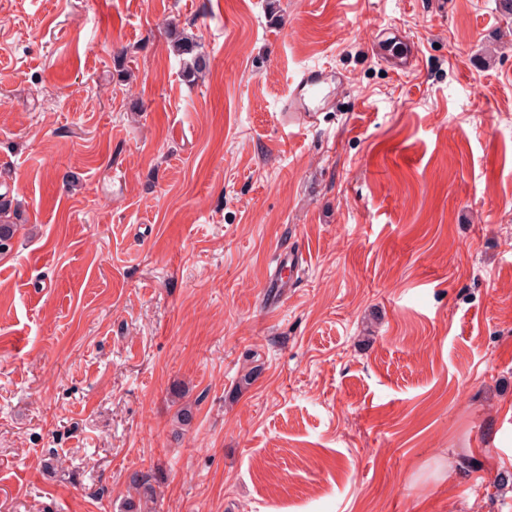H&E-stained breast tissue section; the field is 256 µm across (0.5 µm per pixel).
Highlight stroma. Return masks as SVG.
<instances>
[{"label": "stroma", "instance_id": "obj_1", "mask_svg": "<svg viewBox=\"0 0 512 512\" xmlns=\"http://www.w3.org/2000/svg\"><path fill=\"white\" fill-rule=\"evenodd\" d=\"M0 97V512H512L500 0H0ZM369 41L372 53L396 72H408L414 69L419 61L418 52L403 35L385 30L374 31ZM174 50L183 60V75L189 82L194 81L198 73L207 67L206 58L199 51V44L194 39L178 35L173 44ZM186 56V58H184ZM332 75L322 68L305 69L295 82L288 101L281 112L289 126L303 127L313 123L316 112H325L335 103V91L331 88ZM0 257L7 256L13 249V240L22 227L18 224V215L12 210V203L0 195ZM130 484L136 490L138 499L135 501L133 498L128 499L124 503L125 512H152L150 504L154 501V490L148 484V481L143 476L139 477L137 473L133 474L130 479Z\"/></svg>", "mask_w": 512, "mask_h": 512}]
</instances>
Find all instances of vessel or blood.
I'll list each match as a JSON object with an SVG mask.
<instances>
[{
  "mask_svg": "<svg viewBox=\"0 0 512 512\" xmlns=\"http://www.w3.org/2000/svg\"><path fill=\"white\" fill-rule=\"evenodd\" d=\"M372 53L386 62L394 71L407 72L419 61L417 51L404 36L387 31L373 32L370 37ZM332 76L322 68L305 69L295 82L291 95L283 110L289 125H309L317 114L331 108L335 103V92L331 87Z\"/></svg>",
  "mask_w": 512,
  "mask_h": 512,
  "instance_id": "vessel-or-blood-1",
  "label": "vessel or blood"
}]
</instances>
